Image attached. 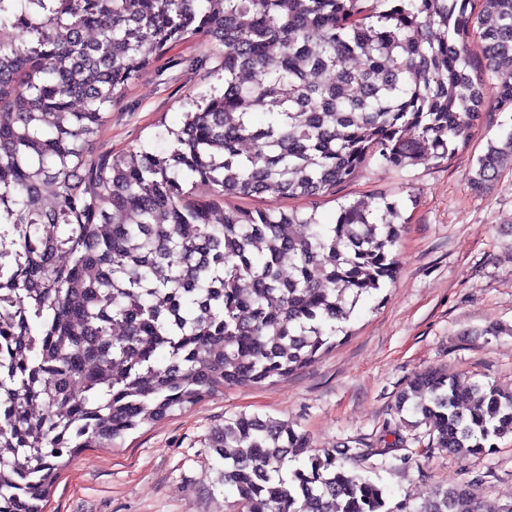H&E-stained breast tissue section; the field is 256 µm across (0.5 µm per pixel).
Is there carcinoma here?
Wrapping results in <instances>:
<instances>
[{
  "label": "carcinoma",
  "mask_w": 512,
  "mask_h": 512,
  "mask_svg": "<svg viewBox=\"0 0 512 512\" xmlns=\"http://www.w3.org/2000/svg\"><path fill=\"white\" fill-rule=\"evenodd\" d=\"M471 2L0 0V260L18 257L0 276V512H44L60 459L91 441L302 368L396 280L395 201L342 203L322 224L224 199L313 198L374 157L444 162L489 83L512 109V0ZM187 35L217 51L223 92L168 130L169 150L95 154L105 109ZM506 166L512 134L470 181ZM403 411L464 458L512 434V390L437 368L408 384ZM215 447L238 512H391L382 486L329 451L283 477L310 448L284 423L241 414ZM426 512L512 505L456 484Z\"/></svg>",
  "instance_id": "1"
}]
</instances>
